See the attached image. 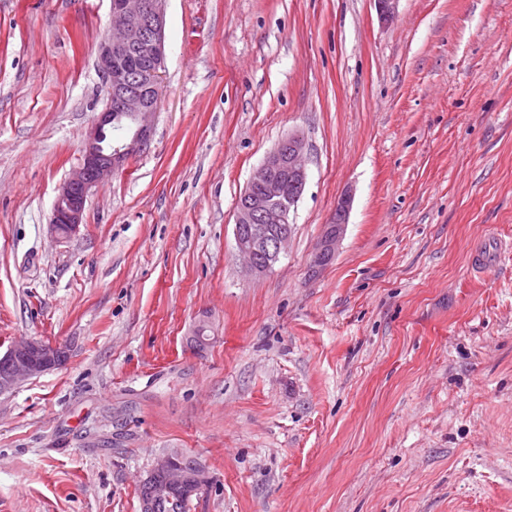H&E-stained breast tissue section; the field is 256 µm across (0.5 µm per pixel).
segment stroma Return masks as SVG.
I'll list each match as a JSON object with an SVG mask.
<instances>
[{"mask_svg":"<svg viewBox=\"0 0 512 512\" xmlns=\"http://www.w3.org/2000/svg\"><path fill=\"white\" fill-rule=\"evenodd\" d=\"M109 8L0 0V352L69 350L0 399V512H140L173 450L211 477L188 512H512V250L471 270L512 242V0H166L148 145L60 239ZM295 131L255 277L236 203ZM307 140L295 131L282 139L268 153L261 166L240 196L235 213V242L248 271L256 276L269 272L271 263L263 267L257 257L266 253L272 261L285 254L292 237L290 213L300 200L307 183L305 154ZM288 173L293 192L288 201L283 199V181L278 173ZM260 186V191L254 187ZM247 224L251 232L243 235L239 226ZM350 206V196H345L338 203L336 207V219L333 222L336 225H331L327 228L321 248L315 257L314 264L323 263L324 256H332L335 253L345 232Z\"/></svg>","mask_w":512,"mask_h":512,"instance_id":"35a3bbf8","label":"stroma"}]
</instances>
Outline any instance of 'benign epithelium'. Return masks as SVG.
Here are the masks:
<instances>
[{"mask_svg":"<svg viewBox=\"0 0 512 512\" xmlns=\"http://www.w3.org/2000/svg\"><path fill=\"white\" fill-rule=\"evenodd\" d=\"M108 33L100 44L98 68L105 83L108 99L98 113L89 133L80 166L63 184L55 202L50 230L59 238H67L83 223L88 196L93 188L123 166L132 155L147 146L152 121L159 108V97L165 71L164 24L165 0H110ZM131 50L142 51L150 65L138 71L135 78L115 70L113 59ZM152 97H146L142 88ZM134 122L133 130L112 149L104 147L106 130L112 127V104ZM307 140L300 131L282 139L268 153L240 196L235 213V226L247 224L251 232H235V242L248 271L256 276L269 272L271 266L258 263L267 254L277 261L285 254L292 237L290 213L300 200L307 183L305 154ZM288 173L293 192L283 199V181L278 173ZM351 197L341 199L336 207L334 224L326 230L315 263L335 253L347 224ZM68 349L61 344L46 343L37 338L16 341L0 354V396L13 392L23 382L66 363ZM181 453H166L156 458L150 472L141 481L147 498L144 507L154 510L156 504L176 489L194 492L210 482L208 471L199 466L187 477L179 463ZM162 472L165 481L154 482L153 475Z\"/></svg>","mask_w":512,"mask_h":512,"instance_id":"obj_1","label":"benign epithelium"}]
</instances>
